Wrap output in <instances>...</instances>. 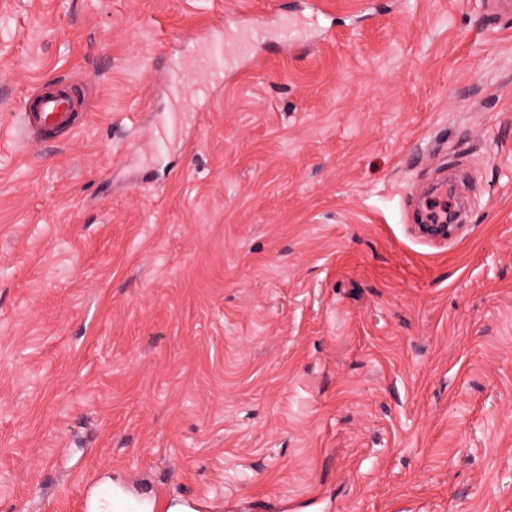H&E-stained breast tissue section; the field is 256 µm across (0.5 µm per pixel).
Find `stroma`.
<instances>
[{
  "label": "stroma",
  "instance_id": "35a3bbf8",
  "mask_svg": "<svg viewBox=\"0 0 512 512\" xmlns=\"http://www.w3.org/2000/svg\"><path fill=\"white\" fill-rule=\"evenodd\" d=\"M311 0H0V512H512V17L320 0L164 159L159 70ZM80 126L29 142L25 92ZM462 167V232L415 236ZM116 489L120 492L119 487L112 482V478L108 483L97 489L91 496L89 501V512H121L119 502L112 496V491Z\"/></svg>",
  "mask_w": 512,
  "mask_h": 512
}]
</instances>
